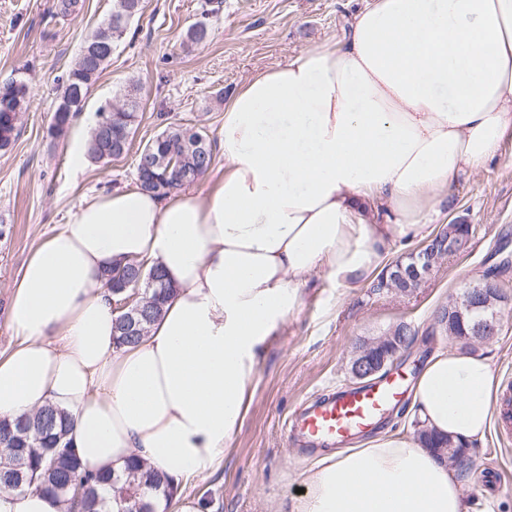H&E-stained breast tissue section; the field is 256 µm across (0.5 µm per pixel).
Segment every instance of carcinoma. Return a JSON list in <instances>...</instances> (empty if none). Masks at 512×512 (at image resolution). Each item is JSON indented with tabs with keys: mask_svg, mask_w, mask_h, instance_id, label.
<instances>
[{
	"mask_svg": "<svg viewBox=\"0 0 512 512\" xmlns=\"http://www.w3.org/2000/svg\"><path fill=\"white\" fill-rule=\"evenodd\" d=\"M84 0H55L54 15L67 18L80 13ZM143 10V0H112V12L107 20L84 40L73 66L62 79L60 101L72 99L78 92L87 97L91 86L99 79L111 60L112 53L105 51L96 58L85 54V46L97 43L101 46L117 47L127 34L131 20ZM211 34L207 20H199L187 32L186 47L206 41ZM140 87L131 84L122 96V102L113 105L110 112L99 113V120L87 140V156L95 163L107 164L129 151L132 130L139 108ZM19 98L28 105L31 89L28 82L15 79L0 85V97ZM84 105H75L66 110L56 107L51 124L55 138L64 136ZM22 116L0 111V150L8 149L18 134ZM124 133V150H112V131ZM205 132L182 125L168 124L151 141L136 153V162L143 157H164L174 146H181L185 139H194ZM214 161L212 142L205 139L204 150H193L182 163H173L171 168L156 170L159 179L140 188L166 197L168 194L189 185L212 167ZM125 277L139 284L140 296L134 305L141 308V327L148 330L161 315L164 303L174 294L167 282L157 287L150 284L154 277L163 278L158 266L146 267L145 262L131 260L109 270L106 283L120 302L132 294V289L123 290L116 277ZM129 310L118 313L116 319L117 343L120 346L138 344L143 334L131 330L124 322ZM72 417L52 406H45L30 415L13 420H0V489L23 491L35 485L43 491L61 498L67 504V512H113L112 504L119 505L118 512H129L134 503H141L140 512H168L178 492V486L163 474L147 466L138 458L130 459L124 474L86 471L79 455L68 439ZM420 442L433 451L453 458L463 472L470 469L471 460L456 457L458 446L451 441L442 442L425 431L419 433Z\"/></svg>",
	"mask_w": 512,
	"mask_h": 512,
	"instance_id": "cac0c4a2",
	"label": "carcinoma"
}]
</instances>
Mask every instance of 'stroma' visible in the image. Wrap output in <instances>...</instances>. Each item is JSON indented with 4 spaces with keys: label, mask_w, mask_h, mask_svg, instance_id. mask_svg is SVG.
I'll return each instance as SVG.
<instances>
[{
    "label": "stroma",
    "mask_w": 512,
    "mask_h": 512,
    "mask_svg": "<svg viewBox=\"0 0 512 512\" xmlns=\"http://www.w3.org/2000/svg\"><path fill=\"white\" fill-rule=\"evenodd\" d=\"M53 0H0V85L24 78L32 98L7 152H0V351L13 343L8 302L29 254L80 204L114 190L138 187L135 151L169 122L204 130L214 163L194 183L200 191L224 173V107L252 75L286 63L300 51L339 36L366 0H144L140 16L97 82L65 136L50 134L59 85L83 41L112 10V0H85L83 10L60 19ZM208 16L211 35L184 51L188 29ZM141 84L133 150L106 164L71 155L87 139L101 106L112 102L129 79ZM472 225L466 248L443 260L411 294L374 291L370 284L341 286L313 271L300 309L270 338L258 363L248 412L228 441L222 466L188 481L182 494L206 497L219 512H293L318 453L289 446L284 423L305 398L353 385L348 363L361 338L383 335L400 323L416 332L411 347L388 370L401 374L405 391L378 424V431L416 435L411 389L437 346L458 348L434 327L436 312L455 299L464 282L500 266L498 282L512 297V137L484 166L461 173L449 197L428 217L426 237L441 225ZM489 357L495 380L512 379V310L498 336L478 343ZM471 468L460 480L469 512H512V441L490 428L469 450ZM500 483L494 493L475 495L485 468Z\"/></svg>",
    "instance_id": "35a3bbf8"
}]
</instances>
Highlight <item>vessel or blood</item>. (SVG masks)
Returning <instances> with one entry per match:
<instances>
[{"label":"vessel or blood","instance_id":"b4317fda","mask_svg":"<svg viewBox=\"0 0 512 512\" xmlns=\"http://www.w3.org/2000/svg\"><path fill=\"white\" fill-rule=\"evenodd\" d=\"M402 395V380L391 377L366 386L347 387L307 399L296 411V421L285 434L291 445L336 444L372 427Z\"/></svg>","mask_w":512,"mask_h":512}]
</instances>
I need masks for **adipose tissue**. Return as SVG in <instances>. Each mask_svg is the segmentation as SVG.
Here are the masks:
<instances>
[{"label":"adipose tissue","instance_id":"obj_1","mask_svg":"<svg viewBox=\"0 0 512 512\" xmlns=\"http://www.w3.org/2000/svg\"><path fill=\"white\" fill-rule=\"evenodd\" d=\"M512 132V0H373L342 38L251 76L224 108V175L206 191L139 188L79 206L29 256L0 353V418L50 404L90 472L137 457L174 483L216 471L242 425L262 346L314 270L380 273L395 239ZM388 205L394 224L370 223ZM161 267L176 293L144 339L115 344L113 266ZM498 389L489 358L440 348L414 385L420 429L471 444ZM37 488L0 512H63ZM293 512H468L456 472L383 433L324 455Z\"/></svg>","mask_w":512,"mask_h":512}]
</instances>
